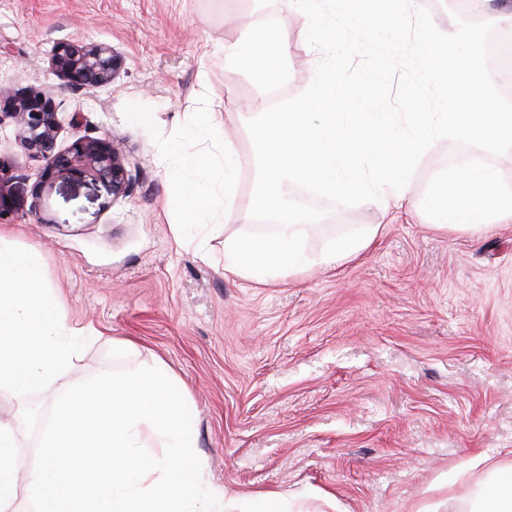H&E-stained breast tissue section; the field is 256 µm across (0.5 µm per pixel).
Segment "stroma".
Returning <instances> with one entry per match:
<instances>
[{"label": "stroma", "instance_id": "obj_1", "mask_svg": "<svg viewBox=\"0 0 512 512\" xmlns=\"http://www.w3.org/2000/svg\"><path fill=\"white\" fill-rule=\"evenodd\" d=\"M268 16L286 30L280 83L292 99L324 58L294 0H0V85L52 97L58 149L112 132L132 184L113 200L97 182L58 180L36 214L0 226V247L34 254L57 292L61 334L82 335L73 365L28 399L46 413L97 374L160 362L188 399L205 486L288 512H470L493 477L464 463L482 456L512 472V223L439 228L422 209L337 205L298 187L294 201L326 212L307 230L306 252L373 225L376 237L333 267L246 280L225 272L224 239L258 220L184 238L166 205L170 166L124 118L127 103L149 106L169 136L207 97L240 158L237 195L249 199L247 103L264 91L251 69L225 66L224 45L240 22L263 32ZM77 40L122 58L111 85L75 89L53 74L51 48ZM0 159L28 187L44 168L8 127ZM465 159L512 191V152L441 139L422 155L411 197L424 201ZM0 424L32 470L38 436L6 385Z\"/></svg>", "mask_w": 512, "mask_h": 512}]
</instances>
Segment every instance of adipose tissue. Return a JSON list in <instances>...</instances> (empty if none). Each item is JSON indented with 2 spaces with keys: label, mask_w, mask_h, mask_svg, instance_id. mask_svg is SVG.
<instances>
[{
  "label": "adipose tissue",
  "mask_w": 512,
  "mask_h": 512,
  "mask_svg": "<svg viewBox=\"0 0 512 512\" xmlns=\"http://www.w3.org/2000/svg\"><path fill=\"white\" fill-rule=\"evenodd\" d=\"M287 52L284 38L272 42L247 28L240 40L225 44L224 61L272 70ZM426 205L440 226L482 230L512 222V193L503 191L485 166L457 167L430 192ZM56 325V300L42 282L37 260L0 249V382L11 385L17 396L27 395L74 360L72 346L59 339ZM13 448L12 430L0 425V512H9L17 493Z\"/></svg>",
  "instance_id": "adipose-tissue-1"
}]
</instances>
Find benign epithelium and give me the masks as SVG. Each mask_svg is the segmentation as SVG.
<instances>
[{
	"mask_svg": "<svg viewBox=\"0 0 512 512\" xmlns=\"http://www.w3.org/2000/svg\"><path fill=\"white\" fill-rule=\"evenodd\" d=\"M50 67L74 88H101L115 80L121 60L110 46L73 41L52 49ZM6 120L13 125L18 145L30 158L48 161L32 194H39L57 178L89 177L114 199L129 195L130 179L112 133L85 136L65 151L56 150L59 120L54 101L32 89L19 93L0 87V124ZM31 212L33 209L26 208L15 185L11 166L0 159V223H12Z\"/></svg>",
	"mask_w": 512,
	"mask_h": 512,
	"instance_id": "obj_1",
	"label": "benign epithelium"
}]
</instances>
